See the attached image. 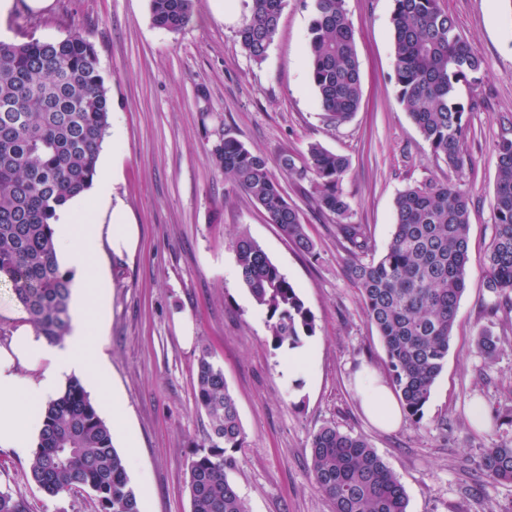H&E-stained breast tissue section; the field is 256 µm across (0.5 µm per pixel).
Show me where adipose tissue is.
<instances>
[{"instance_id": "obj_1", "label": "adipose tissue", "mask_w": 512, "mask_h": 512, "mask_svg": "<svg viewBox=\"0 0 512 512\" xmlns=\"http://www.w3.org/2000/svg\"><path fill=\"white\" fill-rule=\"evenodd\" d=\"M114 180L110 169L98 172L91 197L70 200L51 224L56 254L66 264L75 287L69 334L52 341L23 323L0 343V448L32 452L42 428L34 407L54 399L68 378L94 383L102 392L109 387L106 356L89 343L88 307L103 306L109 288L94 268L102 247L127 248L135 237L134 226L112 205ZM106 211L111 214L110 224L88 223L91 213ZM355 383L362 409L377 427L400 425L401 407L381 376L365 368L357 373Z\"/></svg>"}]
</instances>
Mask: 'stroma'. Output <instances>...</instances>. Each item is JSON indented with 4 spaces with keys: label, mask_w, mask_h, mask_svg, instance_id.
I'll list each match as a JSON object with an SVG mask.
<instances>
[{
    "label": "stroma",
    "mask_w": 512,
    "mask_h": 512,
    "mask_svg": "<svg viewBox=\"0 0 512 512\" xmlns=\"http://www.w3.org/2000/svg\"><path fill=\"white\" fill-rule=\"evenodd\" d=\"M248 0L218 15L195 0L190 23L173 33L154 26L149 0H50L35 9L15 0L0 21V40H58L80 32L95 46L111 101L109 124L124 137L104 139L100 163L121 155L112 201L139 227L134 250L103 248L109 282L100 341L109 378L121 393L135 436L150 512H190L188 463L209 431L194 401L197 358L209 349L234 395L246 439L228 478L249 512H332L312 486L309 442L325 425L361 434L399 477L408 512H512V484L475 492L485 448L512 441V426L476 428L470 410L512 415V312L487 313L481 263L494 235L495 145L512 139V0H443L467 44L483 60L481 83L461 86L473 106L467 150L456 173L435 159L400 104L394 84L392 0H346L362 81L361 108L329 124L311 83L307 58L313 0H285L265 61L241 50L236 33ZM233 136L270 161H304L310 144L346 155L342 189L352 220L368 225L374 256L393 232L394 202L406 186L461 182L470 196V262L448 357L420 424L377 428L363 413L355 376L384 372L385 351L336 241V221L313 206L308 181L279 174L285 195L314 244L305 254L213 163ZM247 233L265 249L315 317L311 367L289 368L288 348L270 342L265 311L243 286L232 242ZM489 327L499 354L485 363L475 335ZM30 458L0 449V487L31 512H97L88 493L50 497L29 477Z\"/></svg>",
    "instance_id": "stroma-1"
}]
</instances>
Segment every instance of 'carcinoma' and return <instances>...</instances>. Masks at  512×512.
<instances>
[{"label": "carcinoma", "instance_id": "carcinoma-1", "mask_svg": "<svg viewBox=\"0 0 512 512\" xmlns=\"http://www.w3.org/2000/svg\"><path fill=\"white\" fill-rule=\"evenodd\" d=\"M237 41L263 62L276 34L284 0H250ZM346 0H314L308 29L312 85L331 124L359 111L361 74ZM194 0H150L152 22L177 32L193 15ZM394 82L398 98L432 154L461 173L468 164V113L459 85L480 80L483 60L463 40L442 0H393ZM110 101L94 45L74 32L61 40L0 41V278L11 284L29 322L50 340L70 325L71 278L56 260L50 224L56 210L88 190L108 126ZM495 235L483 258L484 288L495 314L512 292V139L495 150ZM214 164L265 212L269 223L302 252L314 249L297 209L288 202L269 159L226 136ZM278 168L309 179L316 209L336 219L337 236L351 256L350 274L366 315L385 348L386 369L409 419L418 424L448 357L469 262L470 198L461 184L426 181L395 199V224L386 252L372 256L369 229L351 222L342 190L349 159L319 144L296 165ZM243 286L268 317L274 347L293 349L316 331L315 318L262 246L245 233L234 241ZM487 360L499 337L481 329L475 339ZM196 406L210 431L189 462L191 512H249L228 480V454L246 434L223 369L209 349L198 358ZM44 428L30 465L31 481L56 497L88 490L100 512H140L112 429L78 378L43 409ZM313 486L332 512H407L398 477L361 435L322 426L310 438ZM477 468L486 481L512 483V444L482 450ZM0 512H29L27 501L0 489Z\"/></svg>", "mask_w": 512, "mask_h": 512}]
</instances>
